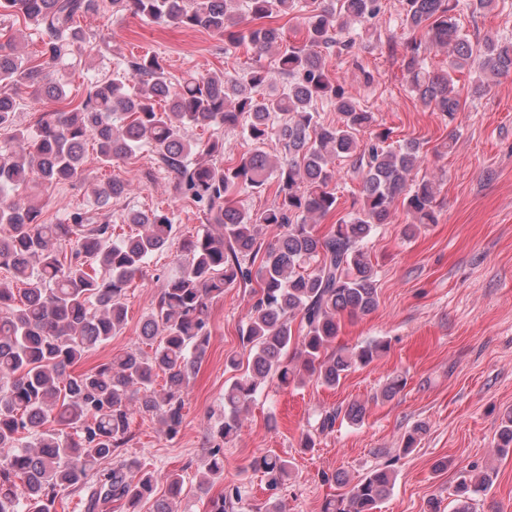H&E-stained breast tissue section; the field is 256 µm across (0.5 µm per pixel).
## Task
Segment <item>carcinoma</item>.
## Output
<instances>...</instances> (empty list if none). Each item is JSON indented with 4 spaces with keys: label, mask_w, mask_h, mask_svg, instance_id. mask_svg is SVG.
Masks as SVG:
<instances>
[{
    "label": "carcinoma",
    "mask_w": 512,
    "mask_h": 512,
    "mask_svg": "<svg viewBox=\"0 0 512 512\" xmlns=\"http://www.w3.org/2000/svg\"><path fill=\"white\" fill-rule=\"evenodd\" d=\"M107 6L117 16L247 43L254 63L241 76L193 73L175 86L159 56L144 54L127 60V75L91 87L73 109L44 112L32 129L16 126L12 91L30 85L63 99L62 66L70 47L85 40L77 18ZM457 7L458 0H405L404 8L412 33L402 59L407 83L424 105L450 118L461 111L454 75L469 74L470 94L482 96L512 74V41L488 35L471 42L459 31ZM383 9V0H246L244 16L237 0H0L1 18L21 19L40 36L32 58L0 44V128H14L13 140L22 143L18 152L0 147V269L13 273V280H0V512H56L62 496L76 494L85 496V512L120 501L133 509L144 500L152 501L151 512H180L183 475L168 474L164 493L154 496V474L126 456L131 423L137 412L157 417L167 436L179 433L185 395L210 342L211 303L228 288H250L240 340L251 360L224 387V416L209 431L208 481L223 478L224 445L238 436L243 413L267 383L287 386L308 375L334 388L387 351L381 340L334 349L339 318L377 307L376 276L364 251L374 227L388 223L399 204L418 224L436 223L438 187L430 178L412 180L421 142L388 143L391 131L373 130L374 114L329 75L323 59L355 44L340 38L348 24H369ZM297 10L305 16L295 44L284 45L277 26L251 25ZM424 41L448 49L446 65L427 66ZM273 48L274 65L262 64ZM323 101L339 116L334 126L320 122L316 106ZM214 126L258 145L275 140L280 155L272 161L257 149L226 165L224 138L186 137L189 128ZM90 140L106 167L148 148L208 223L181 239L143 321L141 345L76 373L75 364L123 330L130 282L177 235L171 214L158 210L129 211L130 232L123 234L96 209L47 224L36 203L15 194L36 180H83ZM340 158L352 159L361 174L360 196L321 235L318 220L338 208L330 184ZM271 181L272 207L254 215L236 205L234 195L260 192ZM132 191L131 182L111 179L94 194L102 207ZM269 226L279 228L271 243L263 238ZM62 241L69 249L59 252L54 244ZM365 414L358 401L321 412L302 447H314L312 432L332 429L339 418L359 425ZM495 448L512 456V411L501 418ZM250 467L274 491L288 479L290 462L268 451ZM493 479L492 470L461 476L454 512H473L471 501ZM326 480L347 490L326 500L322 512H374L391 493L395 472L387 464L354 482L343 472ZM242 501L240 487L228 485L211 499L210 512H242Z\"/></svg>",
    "instance_id": "carcinoma-1"
}]
</instances>
